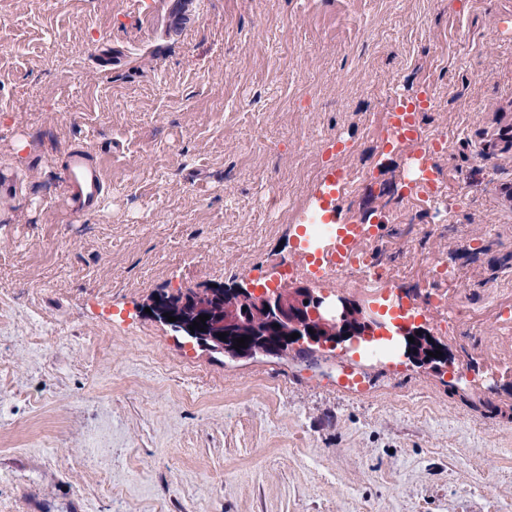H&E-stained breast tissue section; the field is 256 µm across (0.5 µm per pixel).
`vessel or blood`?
<instances>
[{
	"label": "vessel or blood",
	"instance_id": "vessel-or-blood-1",
	"mask_svg": "<svg viewBox=\"0 0 512 512\" xmlns=\"http://www.w3.org/2000/svg\"><path fill=\"white\" fill-rule=\"evenodd\" d=\"M396 104L386 121L389 143L404 145L417 171L410 183L415 196L430 198L435 188V172L430 161L431 147L423 135L416 117L417 109L426 107V94L407 95L396 93ZM63 179L67 186L66 206L73 215L82 216L97 210L106 193L103 168L97 155L78 148L68 153L64 164ZM343 171L336 164H329L323 171L317 190L312 197L311 207L321 223L335 225V233L325 244L316 246L309 253V264L316 275H324L326 262L337 267H354L360 262L358 243L364 235L363 225L342 220L337 203L342 196ZM340 389L348 393L365 390L364 376L357 360L343 363L337 381Z\"/></svg>",
	"mask_w": 512,
	"mask_h": 512
}]
</instances>
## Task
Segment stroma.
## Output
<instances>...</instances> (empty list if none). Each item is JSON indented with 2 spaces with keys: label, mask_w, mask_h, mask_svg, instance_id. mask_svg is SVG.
Masks as SVG:
<instances>
[{
  "label": "stroma",
  "mask_w": 512,
  "mask_h": 512,
  "mask_svg": "<svg viewBox=\"0 0 512 512\" xmlns=\"http://www.w3.org/2000/svg\"><path fill=\"white\" fill-rule=\"evenodd\" d=\"M0 0V512H512V147L479 156L512 111V0ZM109 43L123 61L96 66ZM432 88L444 193L418 206L383 120ZM346 148L329 154L326 140ZM104 158L100 208L69 220L62 165ZM367 168L350 221L384 212L398 286L310 280L319 296L424 308L453 372L346 355L231 359L179 343L158 300L278 280L298 263L329 162ZM483 241L473 251L472 240ZM460 271L449 331L429 265ZM429 306L441 315H448V326L462 323L470 316V308L465 301L459 299L450 304L447 291L441 289L430 295ZM337 386L348 393H363L365 391L364 376L359 370L356 359H347L341 366Z\"/></svg>",
  "instance_id": "stroma-1"
}]
</instances>
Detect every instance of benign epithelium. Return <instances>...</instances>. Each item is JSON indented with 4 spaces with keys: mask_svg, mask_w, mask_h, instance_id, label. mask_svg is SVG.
I'll return each mask as SVG.
<instances>
[{
    "mask_svg": "<svg viewBox=\"0 0 512 512\" xmlns=\"http://www.w3.org/2000/svg\"><path fill=\"white\" fill-rule=\"evenodd\" d=\"M223 294L235 297V304L224 308L226 337H218V331L205 323L194 329L180 317L173 307L163 312L176 318L169 326L186 343L198 345L208 351H219L230 358H250L258 354L288 357L301 355L311 362L323 358L326 349L349 342L355 344L366 336L387 330L379 318L366 311L353 300L339 296L334 300L314 295L311 288L298 283H288L276 288L258 289L254 286L229 290L215 288L201 295L190 294L182 303L198 306L201 314H209L208 301ZM254 326L256 340H248L245 347H234L236 331L244 323ZM299 337L293 339L291 334ZM390 336L404 340V355L419 365H428L436 370L447 367L448 358L430 357L428 352L437 350L436 344L427 338L415 323L407 321L395 325ZM414 342H409L408 337Z\"/></svg>",
    "mask_w": 512,
    "mask_h": 512,
    "instance_id": "7a95c632",
    "label": "benign epithelium"
}]
</instances>
